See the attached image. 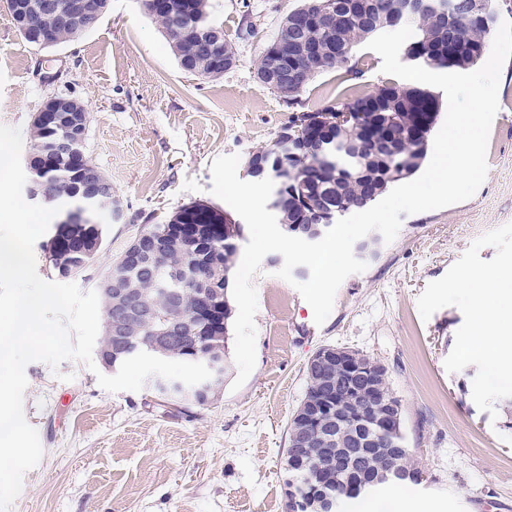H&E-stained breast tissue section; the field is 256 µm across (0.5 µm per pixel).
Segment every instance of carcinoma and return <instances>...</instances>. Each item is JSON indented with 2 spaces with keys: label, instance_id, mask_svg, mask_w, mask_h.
Instances as JSON below:
<instances>
[{
  "label": "carcinoma",
  "instance_id": "obj_1",
  "mask_svg": "<svg viewBox=\"0 0 512 512\" xmlns=\"http://www.w3.org/2000/svg\"><path fill=\"white\" fill-rule=\"evenodd\" d=\"M95 8L88 14L86 30L93 29L108 13L110 0H92ZM434 2L422 11L408 12V0H302V4L288 13L282 23L300 14L317 15L325 10L336 12V22L321 20L309 30V42L325 50L324 57L302 61L305 76L300 85L288 89L286 105L292 112L288 124L279 135L283 139L296 135L299 120H309L308 126L343 121L345 133H358L369 123L370 103L381 104L379 112L388 116L389 128L395 134L396 145L375 148L368 144L361 148L358 157L336 148V155L326 164L314 151H303L297 157L288 156L283 149L276 159L281 167L280 180L274 185L273 194L280 197L282 216L290 224H323L331 211L345 213L360 209L376 201L391 186L413 176L426 159L428 145H419L413 138L416 127L415 113L421 111L420 101L428 98L433 102V119L436 125L440 104L438 96L427 88L388 82L377 91L347 96L330 102L316 110L304 107L302 94L316 76L341 68L350 63L356 48L392 29L390 18L403 15L397 28L412 26L413 36L404 44V55L413 62L432 68L467 70L485 55L491 29L473 20L464 9L453 13H441L434 9ZM174 14L159 18L164 28L178 23L187 27L207 28L215 26L210 19V0H174ZM178 63L201 58V46L192 37L170 45ZM224 59L230 64L224 70H204L202 76L220 79L224 72L237 62L235 45L224 40ZM64 136L62 129L51 133L41 124H32L30 145L45 142L52 136ZM97 166L86 154H78L72 161L51 163L42 159L35 167L34 177L50 184L57 200L72 204L79 192V171H94ZM210 205L192 202L179 207L164 222L150 224L151 238L143 244L148 252L159 245L161 258L155 263L126 267L120 272L116 287L134 288L142 306L154 312V318L143 330H129L124 340L140 339L146 344L158 342L160 350L177 360H191L202 355L198 345L208 343V348L226 353L232 308L230 282L236 267L239 249L225 245L224 237L214 236L199 242H188L169 232L173 224L181 223L185 214L195 209H208ZM107 240L104 224H84L69 229L64 224L52 225L49 237L42 245L44 258L53 261L48 266L51 273L60 267L90 261L96 262ZM214 301L224 308V327L214 334L205 328V321L193 318L204 307L203 299ZM106 346L112 353L123 350L119 337H109L108 326H103ZM288 443L311 452L315 448L336 447L325 444L322 437L290 427ZM422 472L414 460L405 462L399 484L418 485ZM383 486L375 485L356 492L345 483L325 485L328 498L322 512H343L349 504L366 495L380 492Z\"/></svg>",
  "mask_w": 512,
  "mask_h": 512
}]
</instances>
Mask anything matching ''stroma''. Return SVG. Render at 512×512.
<instances>
[{
  "label": "stroma",
  "mask_w": 512,
  "mask_h": 512,
  "mask_svg": "<svg viewBox=\"0 0 512 512\" xmlns=\"http://www.w3.org/2000/svg\"><path fill=\"white\" fill-rule=\"evenodd\" d=\"M301 0H211V16L238 53L218 80L185 74L161 23L138 0H112L102 22L50 49L27 43L0 0V123L29 131L58 93L91 118L86 151L111 180L125 221L112 225L95 265L76 284L98 291L113 260L142 230L181 205L226 204L210 189L217 156L270 147L290 112L255 77L259 57ZM255 33L238 34L244 20ZM381 57L359 47L354 75L315 78L303 96L314 110L337 96L388 82ZM485 182L470 199L405 216L396 239L366 256L364 272L339 287L316 324L293 282L277 278L280 254L264 257L253 283L256 365L238 390L209 406L178 410L137 392L104 390L85 364L27 365L23 408L43 448L12 512H288L284 470L291 417L306 391V366L321 347L359 351L382 363L400 400L408 448L423 481L411 492L431 512H512V414L472 399L476 366L450 373L444 360L463 323L453 306L422 320L417 300L484 233L512 222V60L500 73Z\"/></svg>",
  "instance_id": "1"
}]
</instances>
